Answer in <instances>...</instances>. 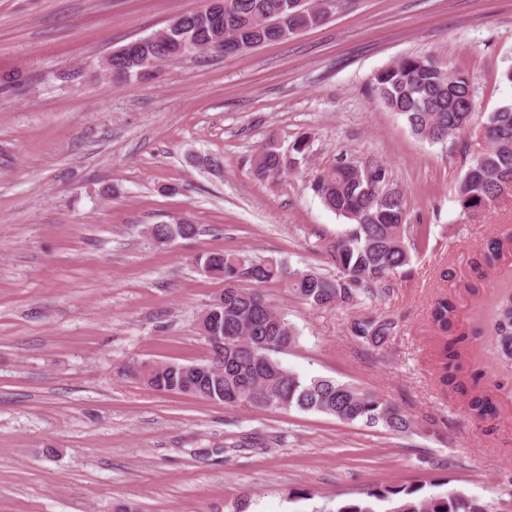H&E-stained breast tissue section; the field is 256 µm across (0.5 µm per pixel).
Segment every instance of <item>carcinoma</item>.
<instances>
[{"instance_id":"carcinoma-1","label":"carcinoma","mask_w":512,"mask_h":512,"mask_svg":"<svg viewBox=\"0 0 512 512\" xmlns=\"http://www.w3.org/2000/svg\"><path fill=\"white\" fill-rule=\"evenodd\" d=\"M224 25L215 27L201 18H187L177 40L141 38L142 55L161 50L162 63L212 53L228 42L247 51L285 41L303 31L320 27L329 19L325 0H223ZM141 58L112 55L110 81L114 84L140 80ZM373 91L386 106L401 115L411 132L430 143L455 137L474 115L473 83L467 72L444 65L432 57L406 56L379 71ZM486 151L468 167L456 186L462 216L472 218L487 204L512 189V103L488 113L485 121ZM298 159L263 146L254 159L258 178L279 176ZM324 205L350 221L341 235L320 242L333 274L291 271L283 263L232 251L210 252L197 260L203 272L224 281V291L199 317L211 321V312L224 311V354L205 339L209 355L191 364L145 362L127 367L131 376L150 388L185 394L207 402L243 404L255 409L317 412L352 424L381 426L394 434L408 433L411 417L382 395L349 383L324 377H302L276 358L294 346L297 329L287 315L267 301L259 286L288 278L289 290L317 308L353 307L361 299H373L390 289L396 273L411 262L408 248L407 200L383 164L360 163L342 156L314 182ZM152 238H191L196 225L152 224ZM454 307L436 302L431 317L442 330L451 327ZM393 323L374 316L356 317L352 334L373 347L393 335ZM492 345L503 379L512 382V292L499 297L490 322ZM460 336L441 350L440 381L467 398L466 407L477 418L490 416L495 405L490 395L467 388L458 379ZM335 512H490V505L462 490L430 497L418 496L413 487H375L364 498L345 502Z\"/></svg>"}]
</instances>
